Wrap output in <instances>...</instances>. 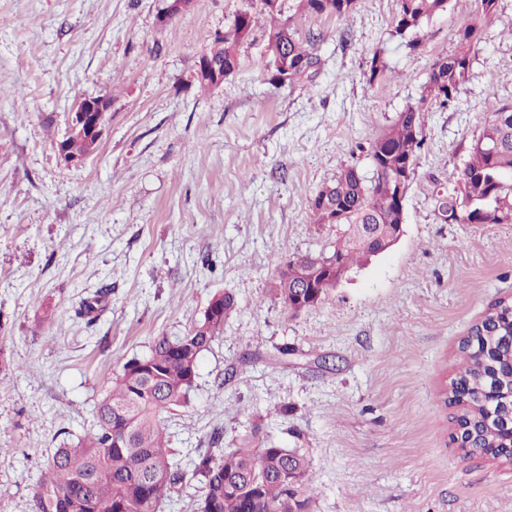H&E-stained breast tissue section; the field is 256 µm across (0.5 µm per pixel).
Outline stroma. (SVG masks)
Masks as SVG:
<instances>
[{"mask_svg":"<svg viewBox=\"0 0 512 512\" xmlns=\"http://www.w3.org/2000/svg\"><path fill=\"white\" fill-rule=\"evenodd\" d=\"M0 0V512H31L48 459L90 433L124 362L182 333L214 294L240 310L200 359L187 406L165 413L183 468L260 429L304 453L313 512H512V465L452 439L446 384L490 306L512 301V224L443 222L452 184L490 117L512 100V0L482 23L470 81L424 104L404 234L298 314L269 294L285 255L330 251L342 227L311 201L420 101L435 62L458 52L475 0L399 36L397 0L343 17L279 0V21L320 35L313 80L270 81L258 0ZM258 13L238 70L201 84L200 57L242 10ZM418 48H410L412 40ZM386 64L370 80L373 55ZM110 104L97 149L61 161L78 101ZM421 102V101H420ZM108 294L95 322L78 303ZM289 405L287 418L272 410Z\"/></svg>","mask_w":512,"mask_h":512,"instance_id":"obj_1","label":"stroma"}]
</instances>
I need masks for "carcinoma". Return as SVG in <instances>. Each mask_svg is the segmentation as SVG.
Returning a JSON list of instances; mask_svg holds the SVG:
<instances>
[{
	"mask_svg": "<svg viewBox=\"0 0 512 512\" xmlns=\"http://www.w3.org/2000/svg\"><path fill=\"white\" fill-rule=\"evenodd\" d=\"M358 0H298L304 14L341 17ZM448 0H398L395 33L418 30L445 11ZM256 25V17L245 10L235 17L224 36L202 58L224 66V75L239 67L238 44ZM271 80L277 86L313 79L320 58L314 53L317 38L305 40L283 23L270 24L266 33ZM462 50L438 60L424 87L419 103L407 106L381 135L370 142L372 175L349 166L323 191L311 206L319 224H396L399 220L395 177L410 183L423 143L422 104L431 98L446 106L467 82L472 66L471 49L476 27L459 33ZM435 209L445 222L460 224L512 223V102L497 101L482 134L472 145L468 159L451 187L436 191ZM372 253V245L345 232L336 238L333 252L316 254L325 261L341 257L346 264L361 263ZM301 257L290 256L276 270L271 294L288 305V283L300 279ZM238 309L236 296L222 292L210 300L201 318L181 334L157 338L150 352L132 357L122 366L95 408L96 429L77 438L74 445L55 449L41 473L34 495L33 512H158L187 477L202 485L199 512H311L312 490L306 484L309 460L288 449L265 446L259 427L243 435L226 449L224 433L211 436L213 448L193 462L192 474L181 467L168 448L161 414L188 404L196 386L202 354L224 332V321ZM491 328L495 336L479 337L477 345L462 340V365L450 386H459L468 401L461 404L457 421L471 426L474 439L469 451L497 457L508 433L489 418V409L499 414L512 406L508 400L489 403L484 399L488 382L495 379L499 390L512 391L509 351L498 347V337L512 333V302L494 304L471 333ZM300 473L288 483V469Z\"/></svg>",
	"mask_w": 512,
	"mask_h": 512,
	"instance_id": "obj_1",
	"label": "carcinoma"
}]
</instances>
